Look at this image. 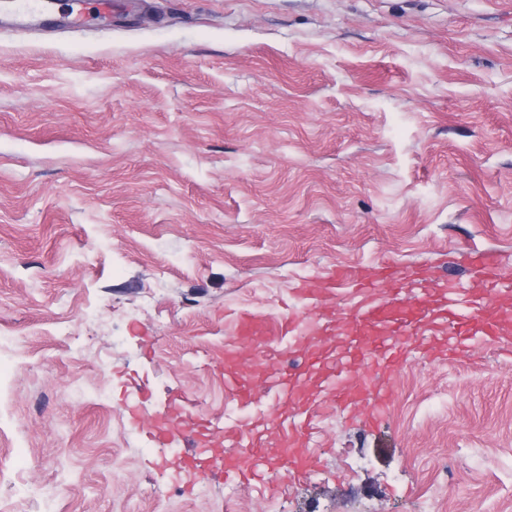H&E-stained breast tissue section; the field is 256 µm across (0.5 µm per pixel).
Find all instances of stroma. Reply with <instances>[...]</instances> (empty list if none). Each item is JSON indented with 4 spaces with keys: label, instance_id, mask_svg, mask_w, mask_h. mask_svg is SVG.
I'll use <instances>...</instances> for the list:
<instances>
[{
    "label": "stroma",
    "instance_id": "35a3bbf8",
    "mask_svg": "<svg viewBox=\"0 0 512 512\" xmlns=\"http://www.w3.org/2000/svg\"><path fill=\"white\" fill-rule=\"evenodd\" d=\"M0 27V512H225L155 425L221 437L237 315L384 260L512 271V0H144ZM153 305L140 311L144 298ZM313 411L234 512H512V335ZM93 1V2H87ZM112 9V0H77L71 5L70 15H74L72 23L76 27H87L98 19L101 12Z\"/></svg>",
    "mask_w": 512,
    "mask_h": 512
}]
</instances>
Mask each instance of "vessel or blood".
Listing matches in <instances>:
<instances>
[{"label": "vessel or blood", "instance_id": "b4317fda", "mask_svg": "<svg viewBox=\"0 0 512 512\" xmlns=\"http://www.w3.org/2000/svg\"><path fill=\"white\" fill-rule=\"evenodd\" d=\"M8 10L18 21L19 28H29L50 12L52 0H6ZM112 0H74L71 6L73 23L78 27L92 25L101 12L111 10ZM482 273L474 299L477 311L460 308L453 288L441 283L418 290L413 302L398 303L405 284L412 278L398 267H347L337 270L335 278L354 285L363 299L354 308L338 313L337 317L317 325L310 315H291L280 320H263L252 315L240 317L234 326V346L228 347L224 361V375L231 384L237 406L249 404L255 396L249 376L239 369L236 346L246 342L263 349L265 355L279 366L280 374L274 385L282 391L278 417L285 426L280 435V447H270L265 438L264 425L254 418H229L224 422V437L230 444L241 447L238 455L224 457V476L239 482L256 475L258 470L293 474L301 470L308 459L312 434L310 420L300 411L312 397L302 391L308 380H315L321 390L327 391L337 402L349 404L354 400L374 397L375 375L397 368L405 360L413 340L419 336H436L447 330L450 342L456 347L470 346L474 337L484 342H498L512 326V305L503 303L500 288L499 263L494 254L477 257ZM288 335L300 337L302 352L293 355L291 345L285 343ZM340 339L350 336L359 341V360L354 364L330 359L323 352V336ZM179 432L185 437L184 462L196 465L195 482H205L213 475L212 467L202 465V442L196 438L187 423H179Z\"/></svg>", "mask_w": 512, "mask_h": 512}]
</instances>
